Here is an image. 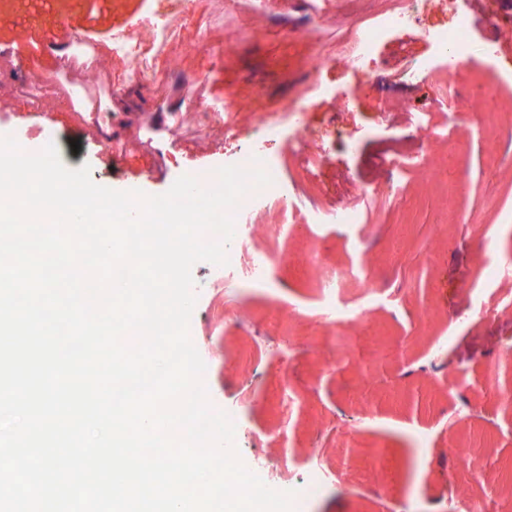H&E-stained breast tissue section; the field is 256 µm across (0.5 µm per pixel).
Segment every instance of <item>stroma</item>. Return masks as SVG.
I'll return each instance as SVG.
<instances>
[{"label": "stroma", "instance_id": "obj_1", "mask_svg": "<svg viewBox=\"0 0 512 512\" xmlns=\"http://www.w3.org/2000/svg\"><path fill=\"white\" fill-rule=\"evenodd\" d=\"M199 25L173 19L174 42L164 55L166 77L134 75L133 62L112 52L114 35L134 32L149 15H164L169 0H0V136L26 152L55 145L62 162L89 165L94 183L149 195L167 192L177 178L235 164L262 150L282 173L283 193L297 212L282 219L277 202L254 215L245 242L257 255L275 253L263 282L231 287L214 281L208 262L194 265L197 301L190 336L207 370L212 405L237 411V444L249 470L257 459L280 463L292 451L293 474L304 471L312 448L329 449L343 477L311 505V512H395L411 495L405 488L377 494L365 466L386 449L408 462L421 434L430 454L417 496L424 512L446 482H465L448 456L456 437L484 464L512 459V405L478 390L512 340V281L485 287L488 257L512 260V167L494 157L512 148V96L468 98L477 84L497 86L512 70V0H193ZM413 7L419 19L392 30L371 58L354 65L356 33L384 15ZM470 12L475 46L493 44L482 57L442 67L432 32ZM98 51L95 83L83 62ZM326 58L312 72L315 58ZM55 100L38 107V95ZM233 104L230 112H195L194 101ZM487 112L491 126L466 121ZM107 115L100 133L91 115ZM279 130L266 135L267 127ZM79 150H72V142ZM317 151L304 165L305 148ZM461 186L455 202L444 188ZM360 212L358 224H311L310 205ZM435 250L432 262L422 259ZM316 253L320 268L292 264ZM343 271L350 308L366 305L364 340L348 342L342 358L318 356L340 331L316 314L323 271ZM283 309L284 325L308 352L293 345L255 344L267 327V308ZM466 386L449 390L441 379L411 375L440 340ZM304 393L294 404L272 389L286 366ZM411 387L421 409L411 413L396 391ZM469 404L453 434L441 423L452 407ZM341 432L325 437L324 420Z\"/></svg>", "mask_w": 512, "mask_h": 512}]
</instances>
